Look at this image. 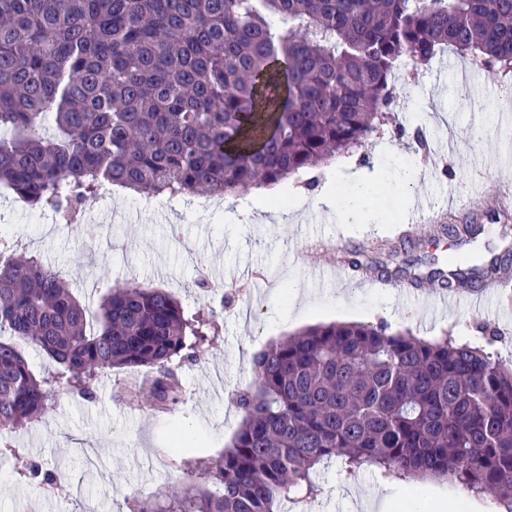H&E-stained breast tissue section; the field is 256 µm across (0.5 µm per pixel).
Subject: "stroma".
Segmentation results:
<instances>
[{
    "label": "stroma",
    "instance_id": "stroma-1",
    "mask_svg": "<svg viewBox=\"0 0 512 512\" xmlns=\"http://www.w3.org/2000/svg\"><path fill=\"white\" fill-rule=\"evenodd\" d=\"M407 70L411 79L394 105L403 134L384 130L364 150L280 185L289 193L312 181L309 198L330 191L342 202L355 194L362 172L373 173L384 186L367 203L381 216L376 224L330 222L326 210L311 205L284 223L264 212L246 217L235 196L190 202L160 196L149 206L143 196L106 186L84 202L75 230L58 227L51 214L0 189V226L58 268L82 303L97 308L113 286L137 282L166 289L188 309L213 311L220 327L206 354L178 360L185 392L170 411H149L142 396L131 392V385L149 380L146 368L105 370L93 383L92 398L60 395L38 422L7 434L12 450L0 456V512H129L132 501L176 485L184 477L183 461L213 460L229 446L242 418L232 398L254 386L255 356L311 326L382 321L428 340L451 335L512 362V303L492 298L479 310L437 312L431 301L415 304L396 291L314 282V269L348 248L366 247L370 261L410 265L424 276L450 267L489 269L512 243V218L500 216L496 202L501 195L512 197V126L505 120L512 114V71L471 69L450 50L426 66L409 63ZM438 110L453 122V149L425 157L418 184L404 187L402 167L417 156L414 131H426L436 145L443 137L434 119ZM422 201L447 223L478 225V233L465 240L442 235L412 241L389 251L392 224L417 221ZM186 243L205 254L210 267L252 266L277 277L267 287L244 290L223 281L221 293L232 300L221 305V293L196 285L197 274L182 252ZM188 421L194 445L185 452L173 447L171 432ZM34 465L59 475L67 496L34 497L38 479L20 475ZM315 481L317 497L299 504L285 499L281 512H361L358 503L365 499L421 501L435 490L443 512H457L467 496L451 480L409 483L385 478L369 465L349 477L334 459L317 467Z\"/></svg>",
    "mask_w": 512,
    "mask_h": 512
}]
</instances>
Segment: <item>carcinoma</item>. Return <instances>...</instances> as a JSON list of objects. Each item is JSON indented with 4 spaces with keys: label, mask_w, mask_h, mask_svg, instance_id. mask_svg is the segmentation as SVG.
<instances>
[{
    "label": "carcinoma",
    "mask_w": 512,
    "mask_h": 512,
    "mask_svg": "<svg viewBox=\"0 0 512 512\" xmlns=\"http://www.w3.org/2000/svg\"><path fill=\"white\" fill-rule=\"evenodd\" d=\"M451 49L512 64V0H0V186L76 226L105 184L152 196H236L366 145L388 120L404 56ZM52 115L57 134L42 123ZM0 431L42 418L106 369L147 367L155 411L173 367L218 331L162 288L124 283L88 311L68 282L0 236ZM484 273L429 281L454 290ZM56 365L38 377L19 342ZM242 421L217 460L130 512H279L319 491L314 469L454 480L512 512V364L452 336L320 324L255 358Z\"/></svg>",
    "instance_id": "obj_1"
}]
</instances>
